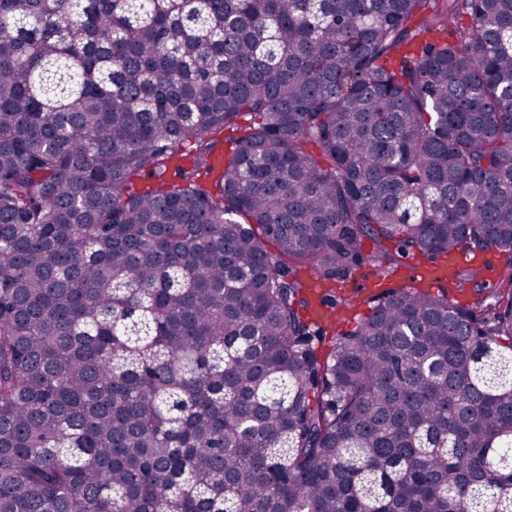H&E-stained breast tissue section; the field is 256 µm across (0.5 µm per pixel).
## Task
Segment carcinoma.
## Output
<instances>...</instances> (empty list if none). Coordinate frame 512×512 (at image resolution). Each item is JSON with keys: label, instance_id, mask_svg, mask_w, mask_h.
Returning a JSON list of instances; mask_svg holds the SVG:
<instances>
[{"label": "carcinoma", "instance_id": "cac0c4a2", "mask_svg": "<svg viewBox=\"0 0 512 512\" xmlns=\"http://www.w3.org/2000/svg\"><path fill=\"white\" fill-rule=\"evenodd\" d=\"M367 239L512 257V0H0V512H512V260L321 351Z\"/></svg>", "mask_w": 512, "mask_h": 512}]
</instances>
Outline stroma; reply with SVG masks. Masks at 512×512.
Instances as JSON below:
<instances>
[{
    "label": "stroma",
    "mask_w": 512,
    "mask_h": 512,
    "mask_svg": "<svg viewBox=\"0 0 512 512\" xmlns=\"http://www.w3.org/2000/svg\"><path fill=\"white\" fill-rule=\"evenodd\" d=\"M371 242H364L362 253L364 258L355 264L346 275L337 277L335 302L341 310L339 322L325 324L323 346H330L334 338L341 332L353 329L365 317L381 294L391 288H416L435 293L447 290L449 297L459 303L469 304L481 295H488L500 286V272L505 257L497 252H475L469 255L466 263L450 266L451 277L465 273L467 270H477L479 276L474 285L459 292L450 289L447 281H434L428 276L434 263H446L447 256H439L438 260L425 259L419 256H409L401 259L389 272L382 274L379 267L370 258Z\"/></svg>",
    "instance_id": "1"
}]
</instances>
